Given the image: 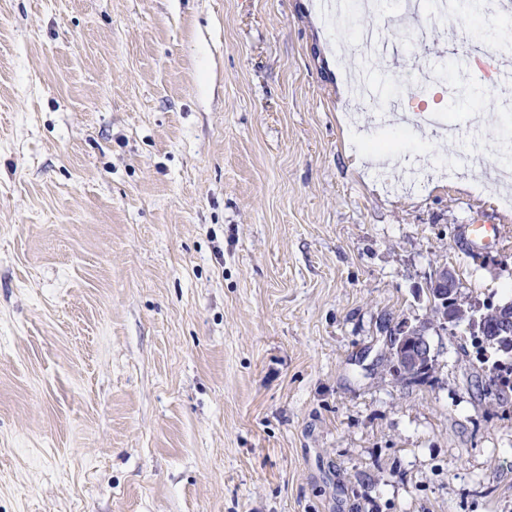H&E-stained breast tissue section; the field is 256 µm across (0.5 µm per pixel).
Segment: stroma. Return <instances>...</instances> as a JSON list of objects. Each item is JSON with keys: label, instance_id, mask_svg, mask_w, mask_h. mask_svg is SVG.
Returning <instances> with one entry per match:
<instances>
[{"label": "stroma", "instance_id": "obj_1", "mask_svg": "<svg viewBox=\"0 0 512 512\" xmlns=\"http://www.w3.org/2000/svg\"><path fill=\"white\" fill-rule=\"evenodd\" d=\"M399 9L0 0V512H512L468 332L421 383L384 358L437 263L512 289V208L447 171L477 130L496 181L512 15L445 0L414 44ZM353 127L397 162L358 169Z\"/></svg>", "mask_w": 512, "mask_h": 512}]
</instances>
